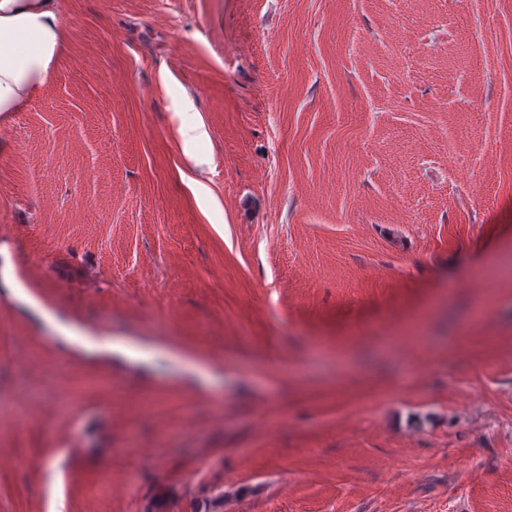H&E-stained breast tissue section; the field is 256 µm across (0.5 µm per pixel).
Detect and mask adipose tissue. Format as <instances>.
<instances>
[{
	"label": "adipose tissue",
	"mask_w": 512,
	"mask_h": 512,
	"mask_svg": "<svg viewBox=\"0 0 512 512\" xmlns=\"http://www.w3.org/2000/svg\"><path fill=\"white\" fill-rule=\"evenodd\" d=\"M62 45L58 0H0V119L34 97Z\"/></svg>",
	"instance_id": "1"
}]
</instances>
